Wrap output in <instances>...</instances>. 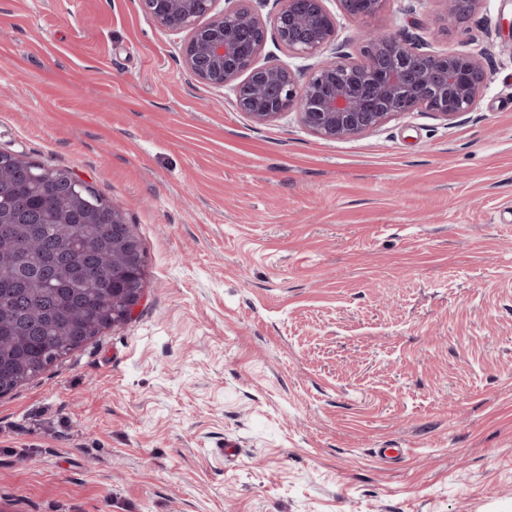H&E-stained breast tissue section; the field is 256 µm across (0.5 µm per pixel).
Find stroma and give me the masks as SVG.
<instances>
[{"label":"stroma","mask_w":512,"mask_h":512,"mask_svg":"<svg viewBox=\"0 0 512 512\" xmlns=\"http://www.w3.org/2000/svg\"><path fill=\"white\" fill-rule=\"evenodd\" d=\"M440 11L337 40L483 53L473 111L334 141L192 86L139 0H0V152L144 250L131 319L0 396V512H512V0ZM444 8L439 19L448 30L465 31L470 16L480 7L483 0H439ZM6 166L13 168L19 177L39 178L45 182L57 183L62 188V199L68 207L81 205L94 207L99 204V199L95 196L91 186L70 172L38 167L24 158L0 153V168ZM33 169H38V171L33 172Z\"/></svg>","instance_id":"35a3bbf8"}]
</instances>
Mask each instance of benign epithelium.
<instances>
[{
	"label": "benign epithelium",
	"instance_id": "1",
	"mask_svg": "<svg viewBox=\"0 0 512 512\" xmlns=\"http://www.w3.org/2000/svg\"><path fill=\"white\" fill-rule=\"evenodd\" d=\"M143 12L161 29L181 36L179 52L191 80L220 90L234 89L233 105L258 124L291 110L314 136L345 140L373 131L406 112H430L453 120L471 111L487 81L478 55L459 50H424L390 33L361 36L356 54L336 46V15L328 0H277L269 20L253 0H139ZM387 0H336L345 17L358 22L380 13ZM442 25L465 31L483 0H441ZM288 53L310 60L303 68L280 61L259 62L268 33ZM19 177L39 178L62 188L70 207L96 206L91 186L69 172L38 168L30 161L0 153V168ZM112 236L127 245L134 266L142 261L140 245L125 213L111 208ZM143 295L142 285L122 289L120 302L132 315Z\"/></svg>",
	"mask_w": 512,
	"mask_h": 512
}]
</instances>
